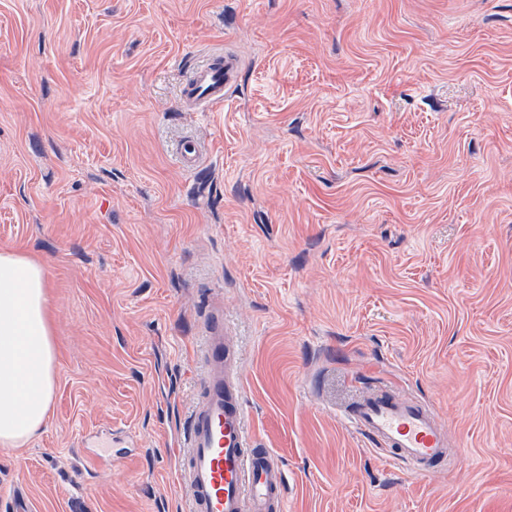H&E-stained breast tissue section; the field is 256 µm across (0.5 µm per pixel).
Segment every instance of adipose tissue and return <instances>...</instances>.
Here are the masks:
<instances>
[{"label":"adipose tissue","instance_id":"obj_1","mask_svg":"<svg viewBox=\"0 0 512 512\" xmlns=\"http://www.w3.org/2000/svg\"><path fill=\"white\" fill-rule=\"evenodd\" d=\"M44 265L0 250V446L29 443L48 418L56 356Z\"/></svg>","mask_w":512,"mask_h":512}]
</instances>
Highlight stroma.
I'll return each instance as SVG.
<instances>
[{
  "mask_svg": "<svg viewBox=\"0 0 512 512\" xmlns=\"http://www.w3.org/2000/svg\"><path fill=\"white\" fill-rule=\"evenodd\" d=\"M219 54L229 102L185 108ZM2 249L46 267L57 383L0 512H185L214 309L288 512H512V0H0ZM378 387L451 464L351 427ZM348 420L361 435L383 450L389 462L400 463L426 478L448 459V444L433 408L387 388L361 392Z\"/></svg>",
  "mask_w": 512,
  "mask_h": 512,
  "instance_id": "1",
  "label": "stroma"
}]
</instances>
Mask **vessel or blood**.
<instances>
[{
    "label": "vessel or blood",
    "mask_w": 512,
    "mask_h": 512,
    "mask_svg": "<svg viewBox=\"0 0 512 512\" xmlns=\"http://www.w3.org/2000/svg\"><path fill=\"white\" fill-rule=\"evenodd\" d=\"M236 69L230 57L196 68L181 87L183 104L204 111L223 105ZM204 341V396L173 450L189 512H288L279 462L248 433L239 356L218 315L205 322ZM349 421L388 461L417 477H428L449 456L435 410L408 395L386 388L359 393Z\"/></svg>",
    "instance_id": "1"
}]
</instances>
